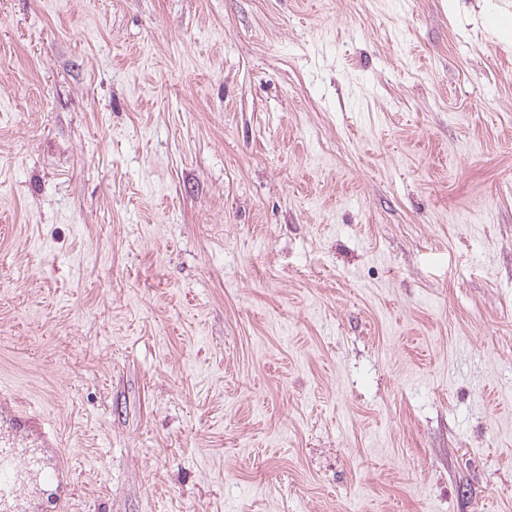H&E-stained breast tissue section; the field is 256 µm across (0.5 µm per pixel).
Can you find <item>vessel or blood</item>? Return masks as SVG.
I'll return each instance as SVG.
<instances>
[{
	"label": "vessel or blood",
	"mask_w": 512,
	"mask_h": 512,
	"mask_svg": "<svg viewBox=\"0 0 512 512\" xmlns=\"http://www.w3.org/2000/svg\"><path fill=\"white\" fill-rule=\"evenodd\" d=\"M25 474L60 487L71 470L53 435L35 419L5 407L0 409V512H21L17 492Z\"/></svg>",
	"instance_id": "vessel-or-blood-1"
}]
</instances>
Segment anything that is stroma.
I'll return each instance as SVG.
<instances>
[{
    "label": "stroma",
    "mask_w": 512,
    "mask_h": 512,
    "mask_svg": "<svg viewBox=\"0 0 512 512\" xmlns=\"http://www.w3.org/2000/svg\"><path fill=\"white\" fill-rule=\"evenodd\" d=\"M0 388L42 512H512V0H0ZM56 438L32 417L11 408L0 411V511L21 512L17 498L22 475H36L57 487L72 479ZM22 463V466H21Z\"/></svg>",
    "instance_id": "35a3bbf8"
}]
</instances>
